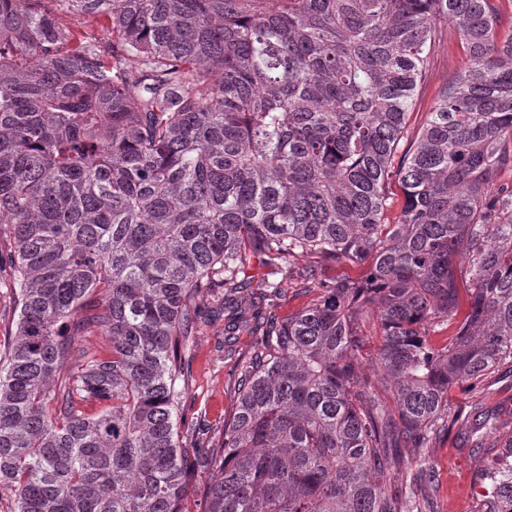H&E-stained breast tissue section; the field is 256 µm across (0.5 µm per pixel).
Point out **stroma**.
<instances>
[{"instance_id": "35a3bbf8", "label": "stroma", "mask_w": 512, "mask_h": 512, "mask_svg": "<svg viewBox=\"0 0 512 512\" xmlns=\"http://www.w3.org/2000/svg\"><path fill=\"white\" fill-rule=\"evenodd\" d=\"M460 40L450 27H443L439 41L431 54L425 81L420 88L408 119L410 130H417L432 111L438 90L463 67ZM15 246L12 240L0 238V352L10 343V329L16 319L17 304L7 284ZM315 268L317 283L330 284L341 279H367L368 264L321 262L315 257L299 255L290 260L291 274L284 279L275 308L276 315L285 316L306 304L310 296L303 289L302 270ZM224 318L218 314L205 315L187 350L190 377L181 415L192 421L196 432L194 446L206 445L210 434L219 431L224 416L235 405L234 380L237 376L238 353L251 348L253 339L247 335L235 338L232 347L224 345ZM484 402L495 409L501 418L512 422V377L505 375L486 382L470 392L452 388L448 393V408L452 413L466 414L471 402ZM466 421H459L448 437L434 442L429 450L430 461L436 470L435 497L438 512H481L484 487L480 473L487 457L468 440Z\"/></svg>"}]
</instances>
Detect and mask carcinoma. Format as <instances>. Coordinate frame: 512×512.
I'll list each match as a JSON object with an SVG mask.
<instances>
[{"mask_svg":"<svg viewBox=\"0 0 512 512\" xmlns=\"http://www.w3.org/2000/svg\"><path fill=\"white\" fill-rule=\"evenodd\" d=\"M0 0V238L16 246L19 307L0 362V485L16 512H436L426 456L459 418L448 387L512 367V25L497 0ZM461 73L403 153L439 29ZM403 194L385 222L390 185ZM314 255L370 262L280 318L246 286ZM470 311L443 346L452 264ZM223 289L236 406L204 447L178 422L186 351ZM379 308L386 410L354 365ZM108 336L82 351L76 336ZM496 445L482 512H512V427L473 412ZM414 461L400 485L392 474ZM453 270L458 288H460L455 321L448 329H439L436 333L431 332L433 340H436L438 343H444L446 338L453 334L455 328L466 318L469 312L468 290L466 289L469 288L467 284L469 278L467 263L461 258H456L453 264Z\"/></svg>","mask_w":512,"mask_h":512,"instance_id":"obj_1","label":"carcinoma"}]
</instances>
